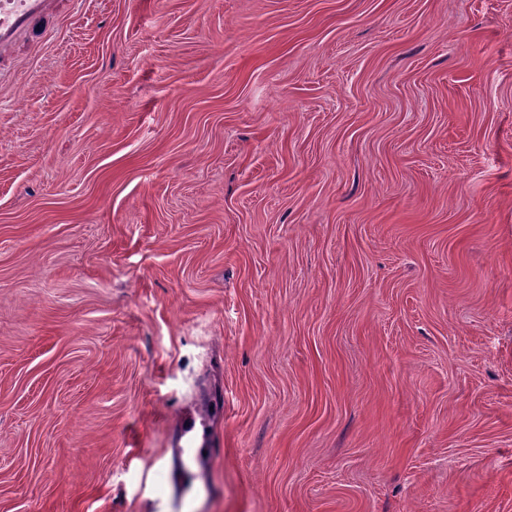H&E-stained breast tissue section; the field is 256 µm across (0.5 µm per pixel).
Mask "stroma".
Returning a JSON list of instances; mask_svg holds the SVG:
<instances>
[{
	"label": "stroma",
	"mask_w": 512,
	"mask_h": 512,
	"mask_svg": "<svg viewBox=\"0 0 512 512\" xmlns=\"http://www.w3.org/2000/svg\"><path fill=\"white\" fill-rule=\"evenodd\" d=\"M176 477L512 512V0H83L0 66V512Z\"/></svg>",
	"instance_id": "stroma-1"
}]
</instances>
